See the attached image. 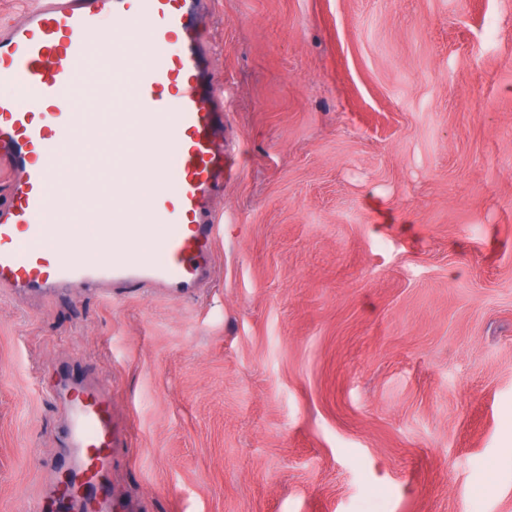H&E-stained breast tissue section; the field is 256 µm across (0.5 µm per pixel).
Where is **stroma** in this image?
Returning a JSON list of instances; mask_svg holds the SVG:
<instances>
[{"label":"stroma","mask_w":512,"mask_h":512,"mask_svg":"<svg viewBox=\"0 0 512 512\" xmlns=\"http://www.w3.org/2000/svg\"><path fill=\"white\" fill-rule=\"evenodd\" d=\"M215 282L0 288V512L105 385L135 512H512V0H215Z\"/></svg>","instance_id":"1"}]
</instances>
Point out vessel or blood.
Here are the masks:
<instances>
[{
	"label": "vessel or blood",
	"mask_w": 512,
	"mask_h": 512,
	"mask_svg": "<svg viewBox=\"0 0 512 512\" xmlns=\"http://www.w3.org/2000/svg\"><path fill=\"white\" fill-rule=\"evenodd\" d=\"M212 0H31L22 24L0 21V163L10 178L0 201V288H165L193 297L213 275L223 214L210 206L234 172L224 150V95L208 68ZM112 42L95 40L104 20ZM111 81H104V74ZM95 104L69 112L74 83ZM149 136L168 177L131 206L137 150L115 146L112 195L85 160L66 159L70 135L96 139L105 123ZM97 213L99 237L76 239L71 199ZM54 223H46L47 211ZM152 239L144 250L143 239ZM70 455L35 512H125L109 493L121 445L104 388L64 384Z\"/></svg>",
	"instance_id": "vessel-or-blood-1"
}]
</instances>
